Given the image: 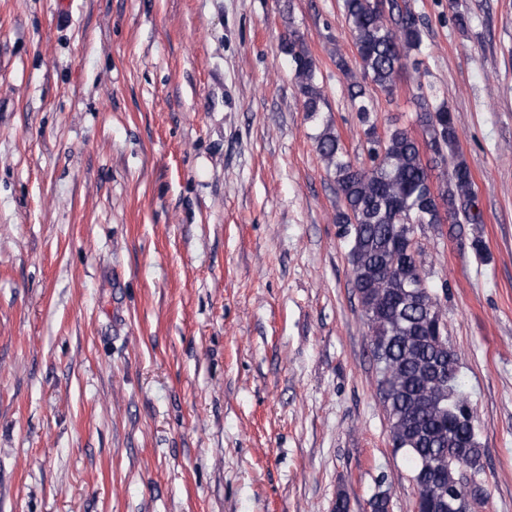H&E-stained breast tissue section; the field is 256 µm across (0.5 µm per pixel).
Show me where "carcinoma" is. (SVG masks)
<instances>
[{
	"label": "carcinoma",
	"mask_w": 512,
	"mask_h": 512,
	"mask_svg": "<svg viewBox=\"0 0 512 512\" xmlns=\"http://www.w3.org/2000/svg\"><path fill=\"white\" fill-rule=\"evenodd\" d=\"M340 9L354 39L359 72L344 58L336 66L348 81L347 93L366 126L369 164L347 159L341 138L326 127L317 149L335 174L339 236L348 246L353 285L361 305L377 365V389L386 412L394 451L413 463L412 481L428 498L476 497L463 469L480 462L475 416L458 376L457 357L448 352L440 303L429 287L415 292L422 277L406 225L439 224L440 211L451 227L481 224L472 171L459 148L452 110L435 104L431 86L417 84L415 105L423 140L407 128L377 134L370 89L392 96L397 80L420 50V18L407 0H341ZM304 111H323L326 99L316 83V67L302 39L290 30L282 37ZM450 171L433 186L435 156Z\"/></svg>",
	"instance_id": "carcinoma-1"
}]
</instances>
